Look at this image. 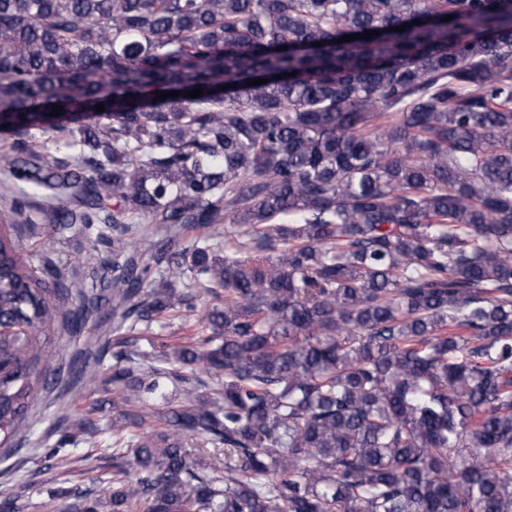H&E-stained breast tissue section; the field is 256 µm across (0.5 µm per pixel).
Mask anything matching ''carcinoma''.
Wrapping results in <instances>:
<instances>
[{"label": "carcinoma", "instance_id": "1", "mask_svg": "<svg viewBox=\"0 0 512 512\" xmlns=\"http://www.w3.org/2000/svg\"><path fill=\"white\" fill-rule=\"evenodd\" d=\"M1 132V463L45 333L112 307V371L68 373L122 417L49 456L122 463L64 512H512V0H0ZM44 215L111 277L24 247Z\"/></svg>", "mask_w": 512, "mask_h": 512}]
</instances>
